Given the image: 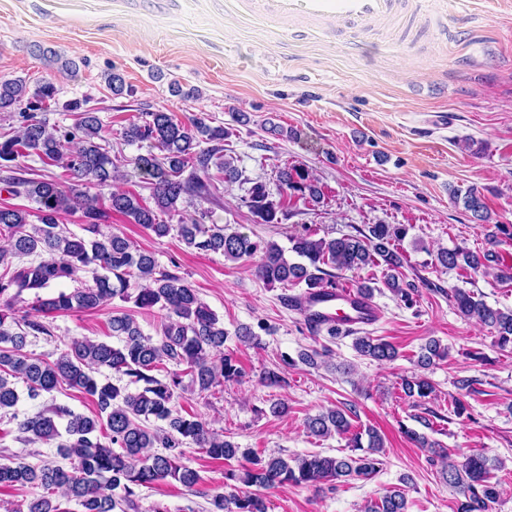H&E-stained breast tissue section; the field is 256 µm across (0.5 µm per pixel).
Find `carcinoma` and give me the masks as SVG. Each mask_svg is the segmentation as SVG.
Wrapping results in <instances>:
<instances>
[{"mask_svg": "<svg viewBox=\"0 0 512 512\" xmlns=\"http://www.w3.org/2000/svg\"><path fill=\"white\" fill-rule=\"evenodd\" d=\"M56 94L55 85L49 81L30 95L25 79L0 80V112L11 110L25 97L35 109L55 99ZM22 118V130L0 141V171L6 173L0 180L35 203L31 211L0 207V238L7 242V248L0 250V296L4 298L0 305V412L18 404L19 382L25 384L31 400L66 384L91 396L97 406L93 417L54 406L19 422L28 442L49 444L61 438L56 419L67 418L68 439L57 448L71 461L69 468H35L23 462L0 461V485H32L44 490L27 504L25 512H60L54 500L58 493L74 501L81 512H138L142 487L168 479L188 488L198 483L197 472L183 462L189 445L213 460H244L241 469L228 474L232 483L224 485L226 491L210 496L209 512H268L266 498L248 491L250 487L269 490L288 483L345 482L374 476L382 465L383 440L372 428L351 432L349 414L340 408L308 417L306 432L316 438L347 435L350 447L363 451L361 455H259L224 439L201 418L180 415L175 402L179 392L186 390L184 375H190V387L201 393L224 388V382L241 376L236 360L224 353L228 337L233 335L258 347L260 335L244 324L232 333L227 331L182 277L160 267L153 255L126 238L103 231L102 224L109 213L117 212L160 238L174 230L195 250L221 253L232 261L257 260V276L269 288L302 286L311 295L336 287L339 271L382 263L388 271L385 286L407 305L412 297L399 277L405 257L398 243L406 238L409 228L404 224H373L366 232L357 228L353 234L329 240L314 239L306 233L290 238V247L285 249L273 241L241 232L226 233L216 224L208 226V213L203 209L187 221L181 218L171 224L169 219L179 212L177 203L183 195L201 198L209 192L201 178H182L187 169L206 174L213 164L224 172V181L241 179L233 161L222 157L224 138L229 135L224 127L212 126L203 118L186 124L158 111L145 112L141 120L124 128L125 142H146L162 152L160 158L151 153L136 158L152 185L157 205L152 210L125 191L106 195L89 192L91 183L102 189L110 186L116 169L110 151L101 144L102 123L95 113L83 111L69 128L50 126L30 113L22 114ZM32 155L68 170L71 182L61 185L49 175L24 177L21 159ZM277 181L283 194L289 191L309 203L322 200L320 186L301 167L279 169ZM453 196L474 218L489 222L490 214L476 189L463 194L455 190ZM246 203L261 223L278 220L280 204L272 200L266 185L251 187ZM78 211L88 237L59 224L61 214ZM32 217L36 222L30 221ZM437 259L445 268L475 274H487L491 264L499 262L490 250L479 255L461 247L444 249ZM85 272L92 274V282L81 280L80 274ZM64 280L79 286L48 297L40 295V291ZM26 291L34 293V310L45 316L100 309L116 299L140 309L156 307L165 316L161 336L156 340L145 336L133 316L121 312L111 319L117 344L72 338L55 359L35 360L23 353L29 332L48 335L50 330L37 320L17 315L16 304ZM450 298L462 317L493 330L500 349L512 348V310L494 308L463 288L452 289ZM353 347L359 356L377 363L391 362L398 356L394 345L368 334L355 338ZM447 356L448 348L430 339L417 366L427 370ZM181 365L187 370L179 369ZM104 369L127 378V382L120 385L99 378ZM403 389L408 396L419 398L434 392L431 381L422 374L404 379ZM151 419L159 426L147 427L145 422ZM408 435L441 459V478L459 495L457 512H490L501 494L500 484L492 475L502 468L499 459L473 453L457 461L446 449L433 447L426 436L415 431ZM407 508L404 490L395 487L380 501L365 505V512H407Z\"/></svg>", "mask_w": 512, "mask_h": 512, "instance_id": "obj_1", "label": "carcinoma"}]
</instances>
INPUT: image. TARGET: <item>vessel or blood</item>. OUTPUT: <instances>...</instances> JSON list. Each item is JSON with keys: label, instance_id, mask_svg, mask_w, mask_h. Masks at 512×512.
Listing matches in <instances>:
<instances>
[{"label": "vessel or blood", "instance_id": "b4317fda", "mask_svg": "<svg viewBox=\"0 0 512 512\" xmlns=\"http://www.w3.org/2000/svg\"><path fill=\"white\" fill-rule=\"evenodd\" d=\"M264 10L272 14L303 17L326 22L336 28L356 25L369 28L390 19L399 9L400 0H261ZM293 302L304 316L318 315L321 323L355 329L378 321L374 304L357 289L336 287L310 298L294 296Z\"/></svg>", "mask_w": 512, "mask_h": 512}]
</instances>
